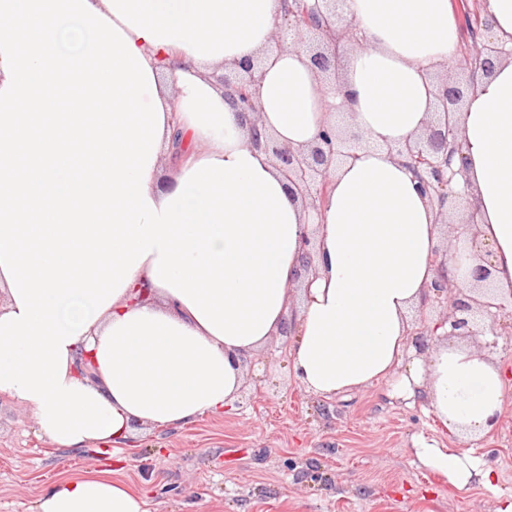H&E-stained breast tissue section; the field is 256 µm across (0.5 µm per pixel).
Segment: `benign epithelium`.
I'll use <instances>...</instances> for the list:
<instances>
[{
  "mask_svg": "<svg viewBox=\"0 0 512 512\" xmlns=\"http://www.w3.org/2000/svg\"><path fill=\"white\" fill-rule=\"evenodd\" d=\"M287 29L297 32L293 46L305 51L312 66L329 84L336 83L338 69L353 39L352 23L339 11V0H303V9L296 12L289 8L284 14ZM489 20L480 21L479 33L470 45L471 61L463 78L449 75L440 79L436 94V116L425 132L407 142L398 150L406 165L419 179V189L437 205L438 210L448 208V203L463 200L451 188L456 171L451 169L452 158L461 152L459 128L453 114L461 111L468 91L475 86L478 75L490 74L504 51L490 41ZM224 84L225 95L242 119L259 112L257 87L259 67L251 61L224 64V74L217 76ZM253 143L264 148L275 159L279 169L301 197L308 214H319L320 201L335 171V164L350 151L361 147V133L335 127L323 129L307 148L294 151L278 145L271 137L253 132ZM448 253L435 256L437 278L425 295L419 312L434 303H446L450 312L446 318L451 333L457 336L470 334L472 324L471 302L475 298L454 285L446 268Z\"/></svg>",
  "mask_w": 512,
  "mask_h": 512,
  "instance_id": "1",
  "label": "benign epithelium"
}]
</instances>
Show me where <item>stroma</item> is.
I'll use <instances>...</instances> for the list:
<instances>
[{
    "instance_id": "obj_1",
    "label": "stroma",
    "mask_w": 512,
    "mask_h": 512,
    "mask_svg": "<svg viewBox=\"0 0 512 512\" xmlns=\"http://www.w3.org/2000/svg\"><path fill=\"white\" fill-rule=\"evenodd\" d=\"M293 336H276L246 365L232 410L192 427H137L113 472L145 494L148 512H495L512 496V388L496 426L459 436L428 406L381 385L327 399L291 374ZM473 451L498 473L496 491L456 489L423 468L416 438ZM93 449L55 448L33 417L0 396V512H31L64 473L97 465Z\"/></svg>"
}]
</instances>
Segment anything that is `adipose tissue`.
Wrapping results in <instances>:
<instances>
[{
    "instance_id": "ef3b65f1",
    "label": "adipose tissue",
    "mask_w": 512,
    "mask_h": 512,
    "mask_svg": "<svg viewBox=\"0 0 512 512\" xmlns=\"http://www.w3.org/2000/svg\"><path fill=\"white\" fill-rule=\"evenodd\" d=\"M285 0H0V395L51 446H125L135 426L181 429L233 408L243 357L292 325L291 371L332 397L385 383L449 428L501 418L507 373L489 350L408 317L437 277L469 288L472 239L512 292V58L456 119L453 183L480 224L439 215L397 150L422 133L456 59L449 0H343L360 37L335 86L276 42ZM262 60L255 126L306 148L344 110L367 142L337 168L311 224L272 155L209 75ZM313 234L312 272L297 277ZM425 468L464 489L493 468L420 439ZM110 466L59 478L34 512H147Z\"/></svg>"
}]
</instances>
